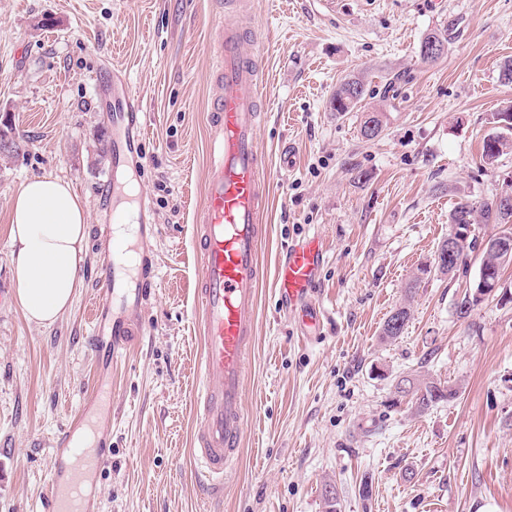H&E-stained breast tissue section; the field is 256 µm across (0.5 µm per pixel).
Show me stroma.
I'll use <instances>...</instances> for the list:
<instances>
[{"mask_svg": "<svg viewBox=\"0 0 512 512\" xmlns=\"http://www.w3.org/2000/svg\"><path fill=\"white\" fill-rule=\"evenodd\" d=\"M217 0H0V512H43L53 444L93 394L92 341L112 260L100 184L111 145V72L126 74L148 132L133 177L157 233L142 252L154 285L143 326L112 364V446L93 476L96 512H512V264L505 295L467 318L481 266L423 273L457 202L512 189V148L494 165L483 143L512 107L500 69L512 60V0H253L241 24L263 48L258 145L271 173L259 258L256 338L247 365V430L224 490L196 471L193 394L203 321L195 246L210 162L208 100ZM447 29L433 63L419 44ZM361 77L384 130L330 111ZM294 147L289 165L281 152ZM35 174L67 180L90 236L82 285L53 326L29 323L16 299L10 246L15 193ZM317 235L325 256L308 299L320 322L279 303L274 267L291 242ZM410 318L381 338L399 306ZM445 382L454 399L419 413L396 401L406 374Z\"/></svg>", "mask_w": 512, "mask_h": 512, "instance_id": "1", "label": "stroma"}]
</instances>
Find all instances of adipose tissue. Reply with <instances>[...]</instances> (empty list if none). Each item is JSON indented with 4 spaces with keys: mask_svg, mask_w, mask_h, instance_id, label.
Here are the masks:
<instances>
[{
    "mask_svg": "<svg viewBox=\"0 0 512 512\" xmlns=\"http://www.w3.org/2000/svg\"><path fill=\"white\" fill-rule=\"evenodd\" d=\"M89 226L84 202L66 180L27 179L12 201L11 245L16 296L28 322L52 326L81 284Z\"/></svg>",
    "mask_w": 512,
    "mask_h": 512,
    "instance_id": "ef3b65f1",
    "label": "adipose tissue"
}]
</instances>
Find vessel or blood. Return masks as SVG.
<instances>
[{
    "mask_svg": "<svg viewBox=\"0 0 512 512\" xmlns=\"http://www.w3.org/2000/svg\"><path fill=\"white\" fill-rule=\"evenodd\" d=\"M248 34L238 21L225 18L210 43L216 62L209 103L212 158L200 223L197 227L201 273L197 303L205 321L201 382L194 396L196 437L192 458L215 489L239 451L247 427L244 406L246 363L255 341L254 310L264 271L259 246L265 234L263 216L269 203V167L258 149L260 104L264 96L255 58L244 50ZM147 123L139 100L123 97L112 117V166L136 163ZM112 264L99 271L102 302L95 311V330H112L111 358L127 347L126 339L141 333L135 315L153 284L151 268L140 280L132 269L139 260L132 242L151 237L148 213L132 218L123 208L112 210ZM315 235L289 245L274 273V291L281 303L296 305L310 294L324 258ZM86 423L78 417L58 439L45 492L44 512H95L78 471L98 470L112 437L111 426L100 432L99 453H89L74 437Z\"/></svg>",
    "mask_w": 512,
    "mask_h": 512,
    "instance_id": "obj_1",
    "label": "vessel or blood"
}]
</instances>
